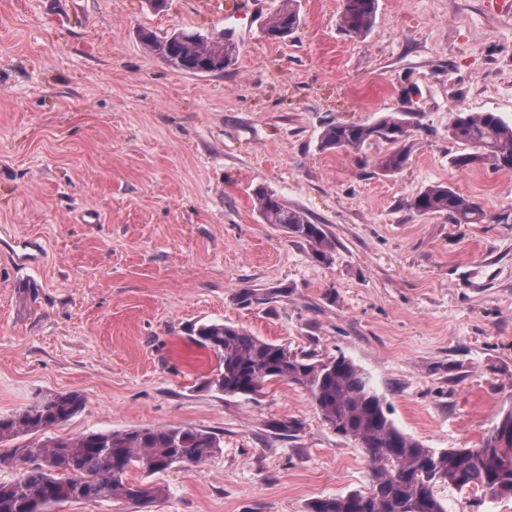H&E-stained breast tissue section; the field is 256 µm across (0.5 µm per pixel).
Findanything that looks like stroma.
Wrapping results in <instances>:
<instances>
[{
	"label": "stroma",
	"instance_id": "obj_1",
	"mask_svg": "<svg viewBox=\"0 0 512 512\" xmlns=\"http://www.w3.org/2000/svg\"><path fill=\"white\" fill-rule=\"evenodd\" d=\"M0 0V414L76 391L70 436L181 424L216 434L205 464L153 475V512H306L368 485L367 458L279 382L211 389L192 328L232 322L293 350L344 355L390 417L429 448H472L512 406V221L455 224L411 200L443 183L491 214L512 173L460 171L462 113L512 123V17L502 0H378L366 37L342 0ZM225 36L221 74L174 70L141 28ZM406 113L412 145L323 151L327 122ZM264 186L323 225L327 261L264 223ZM36 288L26 301L23 286ZM258 290L259 299L242 296ZM300 426L283 436L275 420ZM448 512H512L511 499L442 487ZM283 4L267 21L264 34L267 39L280 41L288 38L300 24V16L296 7V0H281Z\"/></svg>",
	"mask_w": 512,
	"mask_h": 512
}]
</instances>
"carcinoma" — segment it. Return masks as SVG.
Here are the masks:
<instances>
[{
    "label": "carcinoma",
    "instance_id": "carcinoma-1",
    "mask_svg": "<svg viewBox=\"0 0 512 512\" xmlns=\"http://www.w3.org/2000/svg\"><path fill=\"white\" fill-rule=\"evenodd\" d=\"M281 2L264 28L265 37L275 41L288 38L300 24L296 0ZM375 11L376 0H343L338 26L347 36L361 39L370 31ZM140 38L176 70L206 73L217 67L219 54L208 36L144 29ZM448 133L472 148L452 159L454 167L512 170V126L499 115H460ZM409 139L408 120L393 112L367 125L330 122L321 132L319 148L359 151L375 141L389 142L391 151L374 160V167L388 174L407 163ZM253 196L265 223L308 244L318 259H329L331 244L323 225L312 223L264 187L255 188ZM410 208L421 215L445 213L455 224L496 220L480 204L442 183L421 191ZM194 342L217 358L210 387L237 396L256 393L271 382L296 385L310 395L315 410L337 435L364 448L369 460L366 490L318 498L307 505V512H448L437 493L441 486L512 497V407L502 411L476 448H427L394 424L368 377L343 355L298 353L224 322L200 325ZM82 406L83 397L75 391L52 392L0 416V467L18 470L16 480L0 482V512H52L66 501L101 500H131L142 509L151 508L163 497V488L150 481L127 482L130 468L152 476L175 464L199 466L220 447L215 433L179 424L47 435Z\"/></svg>",
    "mask_w": 512,
    "mask_h": 512
}]
</instances>
